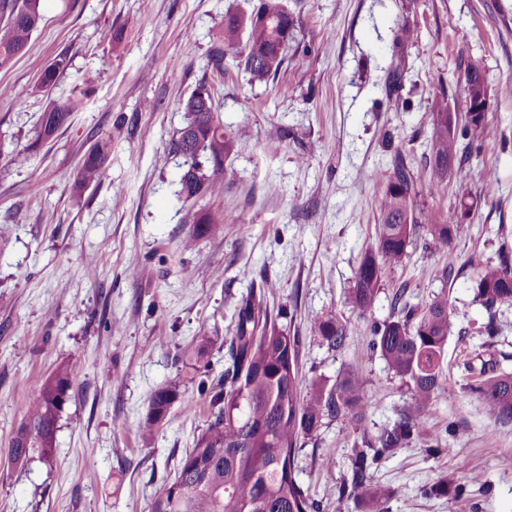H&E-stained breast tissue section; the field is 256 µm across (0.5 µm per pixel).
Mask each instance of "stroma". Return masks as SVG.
Here are the masks:
<instances>
[{"label":"stroma","instance_id":"stroma-1","mask_svg":"<svg viewBox=\"0 0 512 512\" xmlns=\"http://www.w3.org/2000/svg\"><path fill=\"white\" fill-rule=\"evenodd\" d=\"M255 2L45 0L27 51L0 68V512H149L207 424L198 388L224 375L247 268L275 284L269 309L298 336L307 379L330 386L353 369L365 383V420H324L298 452L297 478L318 512H358L339 494L352 443L392 423L408 400L369 350L400 289L414 306L447 296L451 385L425 421L438 447L384 454L373 483L389 491L388 512H512V422L493 425L467 390L471 368L512 373V306L488 344L475 299L477 264H512V0H302L303 53L278 79L212 74L207 57L225 14ZM404 27L413 42L397 43ZM61 55L65 71L39 91L40 71ZM474 57L485 65L491 132L473 149L489 168L463 184L420 186L414 200L430 219L470 230L445 249L409 244L386 268L372 310L359 314L348 292L375 244L390 161L399 153L423 167L431 105L441 98L464 111V64ZM395 68L403 87L392 95ZM203 81L226 133L246 130L247 145L225 161L224 187L185 203L176 195L182 160L169 143L185 123L181 102ZM71 99L80 107L70 122L38 140L42 112ZM107 136L104 179L75 190L86 150ZM17 153L23 163H12ZM202 212L224 226L183 250ZM445 266L447 280L438 275ZM315 315L347 324L341 349L311 334ZM62 366L74 375L53 455L16 469L8 455L16 431L38 382ZM170 383L196 395L197 407L173 406L144 444L149 396ZM443 482L449 495L435 494Z\"/></svg>","mask_w":512,"mask_h":512}]
</instances>
